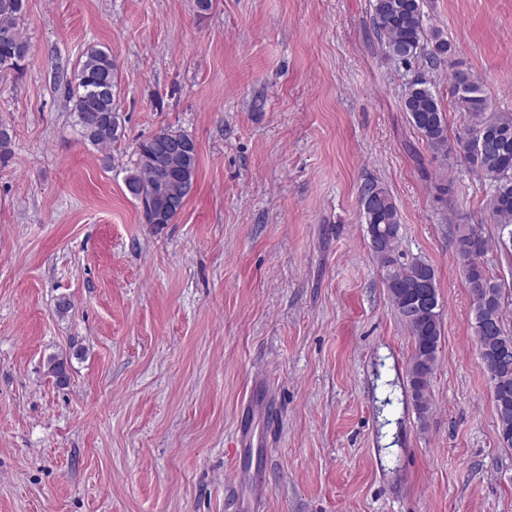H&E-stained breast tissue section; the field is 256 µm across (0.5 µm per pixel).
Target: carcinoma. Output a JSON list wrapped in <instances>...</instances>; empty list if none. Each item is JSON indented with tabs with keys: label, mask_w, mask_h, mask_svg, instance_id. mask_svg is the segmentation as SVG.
Masks as SVG:
<instances>
[{
	"label": "carcinoma",
	"mask_w": 512,
	"mask_h": 512,
	"mask_svg": "<svg viewBox=\"0 0 512 512\" xmlns=\"http://www.w3.org/2000/svg\"><path fill=\"white\" fill-rule=\"evenodd\" d=\"M26 0H0V75L23 69L29 44L23 38L20 21ZM372 24L383 54L404 65L425 53L430 66L455 54L452 44L434 34L432 45L424 49L423 0H372ZM117 65L112 53L91 47L84 55L74 79L64 84L73 101V112L81 134L91 144L106 147L122 135V115L115 97ZM452 97L464 114L465 124L456 137L457 148L449 145L447 115L428 82L417 77L407 83L402 99L409 123L427 146L448 157H459L476 175L488 182L491 193L486 209L497 228V244L504 254H512V114L489 111L483 85L471 73L455 70L449 75ZM179 131L163 129L137 146V160L125 179L128 192L137 200L143 223L169 224L179 213L174 208L157 218L155 177L168 169V190L185 198L184 185L195 181L198 150L188 140L189 152L172 163L158 145ZM368 225L370 250L382 273L390 304L410 331L412 353L407 363L414 407L418 417L430 410L428 389L437 368L442 330L436 274L432 265L420 259L409 260L399 247V217L388 190L379 182H366L359 203ZM456 259L461 263L465 286L472 298V328L480 359L490 380L500 442L512 447V330L507 314L512 311V284L493 275L485 261L488 238L479 224H457L452 237Z\"/></svg>",
	"instance_id": "cac0c4a2"
}]
</instances>
